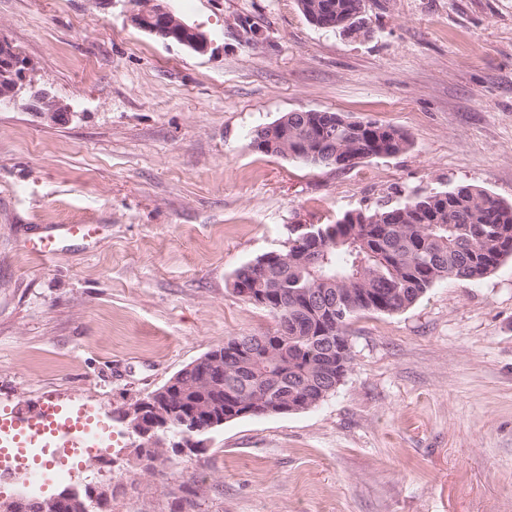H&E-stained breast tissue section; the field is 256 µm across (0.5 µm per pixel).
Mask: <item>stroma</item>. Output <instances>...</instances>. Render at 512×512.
<instances>
[{"label": "stroma", "instance_id": "35a3bbf8", "mask_svg": "<svg viewBox=\"0 0 512 512\" xmlns=\"http://www.w3.org/2000/svg\"><path fill=\"white\" fill-rule=\"evenodd\" d=\"M197 53L135 28L128 0H0V39L74 107L0 111V410L46 400L112 416L224 340L275 321L236 270L413 193L471 184L512 203V0H365L367 32L320 29L297 0H162ZM408 133L396 155L319 167L257 152L287 112ZM96 224V238L65 234ZM52 235L54 255L29 242ZM353 360L309 410L233 420L146 468L112 449L42 496L112 485L111 512H512V258L349 327Z\"/></svg>", "mask_w": 512, "mask_h": 512}]
</instances>
